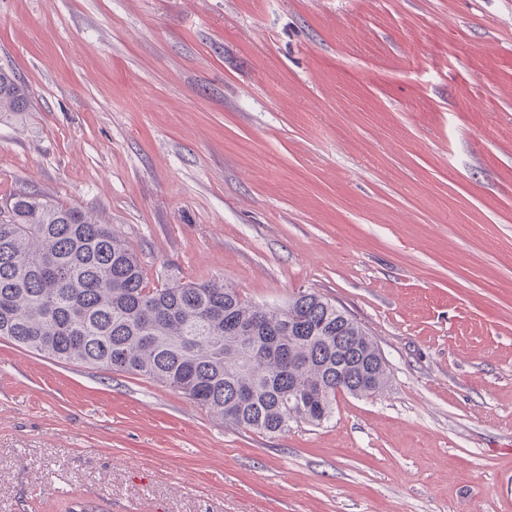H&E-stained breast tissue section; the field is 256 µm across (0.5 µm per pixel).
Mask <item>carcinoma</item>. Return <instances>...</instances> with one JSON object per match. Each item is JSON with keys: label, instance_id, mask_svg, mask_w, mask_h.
Here are the masks:
<instances>
[{"label": "carcinoma", "instance_id": "cac0c4a2", "mask_svg": "<svg viewBox=\"0 0 512 512\" xmlns=\"http://www.w3.org/2000/svg\"><path fill=\"white\" fill-rule=\"evenodd\" d=\"M28 109L19 78L0 68V112ZM0 338L143 376L264 434L319 425L337 395L369 397L389 381L372 338L328 298L260 307L215 279L152 287L112 225L26 190L0 205ZM294 390L303 403H288Z\"/></svg>", "mask_w": 512, "mask_h": 512}]
</instances>
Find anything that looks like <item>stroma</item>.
Wrapping results in <instances>:
<instances>
[{"label":"stroma","instance_id":"35a3bbf8","mask_svg":"<svg viewBox=\"0 0 512 512\" xmlns=\"http://www.w3.org/2000/svg\"><path fill=\"white\" fill-rule=\"evenodd\" d=\"M0 202L151 285L316 291L389 383L259 434L0 340V512H512V0H0ZM29 105L26 90L16 74L0 68V112H25Z\"/></svg>","mask_w":512,"mask_h":512}]
</instances>
